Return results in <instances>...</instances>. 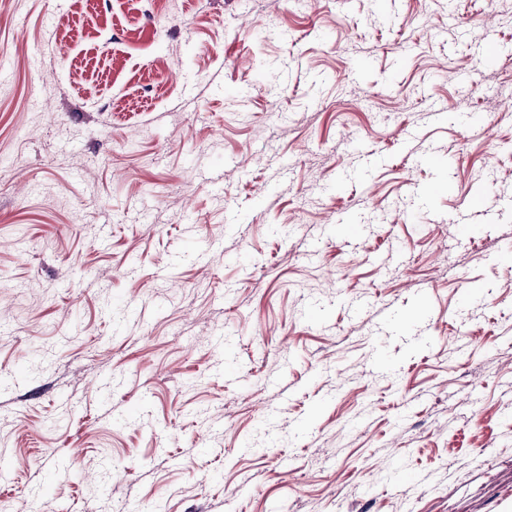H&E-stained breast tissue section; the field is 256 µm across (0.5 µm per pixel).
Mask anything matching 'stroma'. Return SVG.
<instances>
[{"mask_svg":"<svg viewBox=\"0 0 512 512\" xmlns=\"http://www.w3.org/2000/svg\"><path fill=\"white\" fill-rule=\"evenodd\" d=\"M0 58V500L512 512V0H0Z\"/></svg>","mask_w":512,"mask_h":512,"instance_id":"obj_1","label":"stroma"}]
</instances>
